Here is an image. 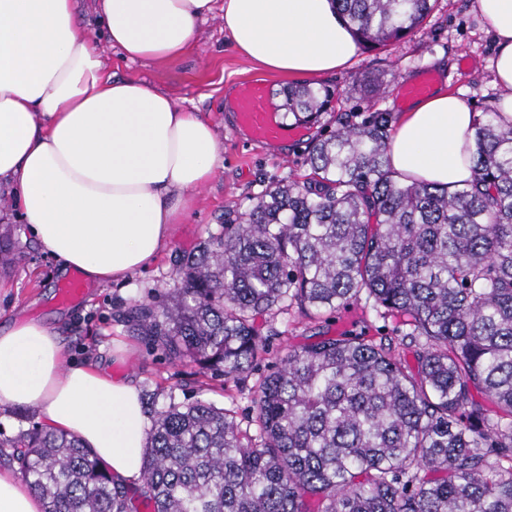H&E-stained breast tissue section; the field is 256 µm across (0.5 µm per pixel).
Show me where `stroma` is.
I'll return each instance as SVG.
<instances>
[{"instance_id": "stroma-1", "label": "stroma", "mask_w": 512, "mask_h": 512, "mask_svg": "<svg viewBox=\"0 0 512 512\" xmlns=\"http://www.w3.org/2000/svg\"><path fill=\"white\" fill-rule=\"evenodd\" d=\"M86 36L101 49L108 74L134 77L168 93L175 103L209 120L216 132L223 159L212 181L196 194L186 223L175 225L169 243L150 267L123 285H88L82 301L65 304L58 298L64 278L45 257L21 221L5 189H0V232L8 235L14 263L0 265V329L16 318L50 323L59 332L68 358L102 365L116 378L134 379L146 415H153L169 400L204 401L222 407L238 422L251 414L257 388L273 365L288 351L341 332L365 338L386 337L399 343L408 332L402 318L382 316L366 300L351 302L314 319L289 309L275 318L260 317L261 329H273L269 351L236 386L223 378L203 376L194 366L171 360L161 349L138 336L124 320L133 305L166 300L176 286V265L183 255L204 247L228 213L248 212L266 188L308 178L310 142L335 129L337 114L353 113L362 120L373 112L394 111L392 92L421 71L434 69L444 84L458 93L472 110L499 98L493 81L495 46L487 25L472 0H437L419 32L378 49H361L347 68L321 79L333 95L317 122L303 126L302 135L288 138L286 146L262 145L237 125L227 103L249 80L268 84L274 102H282L288 83L255 67L239 55L224 31L221 17L202 25L187 54L174 63H131L112 49L93 10V0H76ZM378 80L385 93L364 95L362 81ZM30 407L0 410V470L19 472L10 443L42 426Z\"/></svg>"}]
</instances>
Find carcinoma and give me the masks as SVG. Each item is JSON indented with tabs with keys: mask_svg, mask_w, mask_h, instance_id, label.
<instances>
[{
	"mask_svg": "<svg viewBox=\"0 0 512 512\" xmlns=\"http://www.w3.org/2000/svg\"><path fill=\"white\" fill-rule=\"evenodd\" d=\"M336 4L372 47L415 33L431 10ZM329 97L292 85L288 116L309 123ZM497 117L496 102L482 107L472 179L449 191L394 175L391 113L339 115L309 145L313 181L278 184L226 219L183 258L171 300L130 311L170 358L238 381L266 350L257 318L364 293L406 317L416 371L361 336L292 350L263 378L253 435L202 401L156 412L137 486L77 437L36 428L14 447L44 512H512V125Z\"/></svg>",
	"mask_w": 512,
	"mask_h": 512,
	"instance_id": "obj_1",
	"label": "carcinoma"
}]
</instances>
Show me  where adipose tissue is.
Here are the masks:
<instances>
[{"mask_svg":"<svg viewBox=\"0 0 512 512\" xmlns=\"http://www.w3.org/2000/svg\"><path fill=\"white\" fill-rule=\"evenodd\" d=\"M496 47L500 117L512 123V0H476ZM106 36L132 62L180 58L222 12L236 52L278 75L317 79L360 47L334 0H99ZM476 112L437 90L411 103L388 143L403 180L452 188L472 177ZM220 162L212 124L143 82L105 74L74 0H0V186L60 272L97 285L146 269ZM0 406H28L76 436L118 479L140 482L148 420L138 387L66 360L56 329L0 331ZM0 472V512H43Z\"/></svg>","mask_w":512,"mask_h":512,"instance_id":"ef3b65f1","label":"adipose tissue"}]
</instances>
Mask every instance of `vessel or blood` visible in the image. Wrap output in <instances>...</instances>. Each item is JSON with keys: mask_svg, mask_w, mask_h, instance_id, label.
<instances>
[{"mask_svg": "<svg viewBox=\"0 0 512 512\" xmlns=\"http://www.w3.org/2000/svg\"><path fill=\"white\" fill-rule=\"evenodd\" d=\"M435 74L425 72L415 81L400 86L394 93L398 107L430 94ZM235 109L240 125L249 130L255 142L271 143L284 138L288 129L278 121L268 86L259 80L243 84L237 94Z\"/></svg>", "mask_w": 512, "mask_h": 512, "instance_id": "obj_1", "label": "vessel or blood"}]
</instances>
